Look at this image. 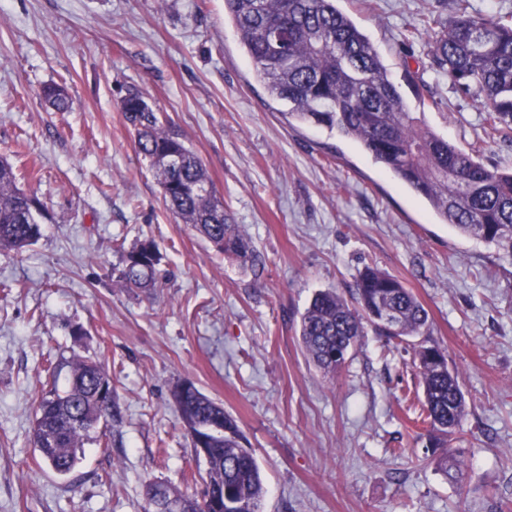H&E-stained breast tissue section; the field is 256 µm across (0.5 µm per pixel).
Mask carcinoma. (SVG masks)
Segmentation results:
<instances>
[{
    "label": "carcinoma",
    "instance_id": "obj_1",
    "mask_svg": "<svg viewBox=\"0 0 512 512\" xmlns=\"http://www.w3.org/2000/svg\"><path fill=\"white\" fill-rule=\"evenodd\" d=\"M239 42L256 76L288 117L337 132L355 141L375 164L390 170L428 201L444 224L512 256V171L486 168L411 111L369 39L336 7V0H224ZM429 53L437 73L465 91L474 90L485 123L501 132L512 127V21L468 9L461 0L448 23L427 19ZM56 111L70 109L63 87L43 88ZM121 111L134 132L138 152L155 171L166 209L188 224L218 253L244 268L259 262L224 202L213 190L197 154L134 86L125 87ZM17 186L13 167L0 160V249L22 251L41 236V206ZM116 282L147 297L159 288V252L152 241L117 249ZM369 324L389 340L423 334L428 313L395 276L367 267L351 298L335 290L318 292L301 316L300 336L314 364L338 371ZM415 366L423 386L430 437L440 453L436 467L446 474L463 466L459 449L447 447L465 409L458 374L435 343H420ZM112 387L105 368L76 356L64 390L52 388L37 405L31 442L59 476L79 461L91 429L119 411L106 403L101 385ZM174 397L193 447L198 437L212 449L207 484L225 492L224 512H261L265 490L254 454L224 406L185 381Z\"/></svg>",
    "mask_w": 512,
    "mask_h": 512
}]
</instances>
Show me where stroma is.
<instances>
[{
    "instance_id": "1",
    "label": "stroma",
    "mask_w": 512,
    "mask_h": 512,
    "mask_svg": "<svg viewBox=\"0 0 512 512\" xmlns=\"http://www.w3.org/2000/svg\"><path fill=\"white\" fill-rule=\"evenodd\" d=\"M404 86L412 111L487 168L512 170L474 95L437 77L426 18L457 0H337ZM425 83L404 85L406 73ZM64 86L72 109L41 93ZM136 86L200 157L261 264L216 253L163 204L118 102ZM241 47L224 0H0V158L44 205L41 237L0 250V512H145V486L197 493L199 461L172 393L222 403L261 468L263 512H512V257L461 236L337 133L289 124ZM151 239L155 300L112 281L115 244ZM374 266L429 314L423 338L366 327L336 375L302 348L315 292L349 295ZM459 372L449 447L416 423L421 340ZM101 362L119 413L61 477L30 445L41 390L73 357Z\"/></svg>"
}]
</instances>
